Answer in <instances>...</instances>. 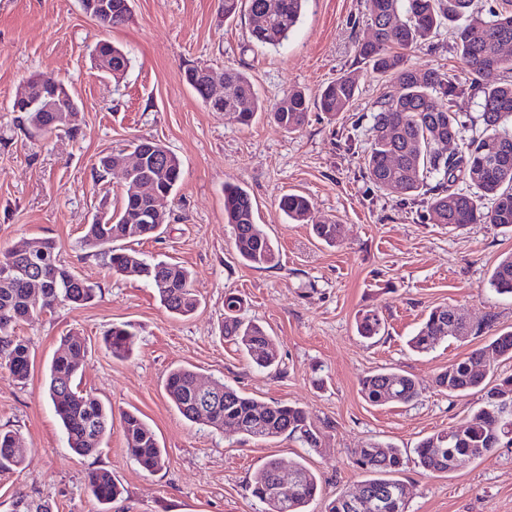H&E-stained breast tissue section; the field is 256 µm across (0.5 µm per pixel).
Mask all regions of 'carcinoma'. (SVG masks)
I'll return each mask as SVG.
<instances>
[{"mask_svg":"<svg viewBox=\"0 0 512 512\" xmlns=\"http://www.w3.org/2000/svg\"><path fill=\"white\" fill-rule=\"evenodd\" d=\"M224 18L244 13L248 16L251 39L261 46H280L298 26L307 0H223ZM109 11L98 22L112 27L126 21L130 0H107ZM373 28L372 37L357 46V56L397 92L383 93L377 101L371 126V145L363 158L368 180L380 191H401L412 199L426 200L429 220L461 230L470 224H492L512 229V81L500 84L481 82L489 70L512 72V54L504 48L512 44V12L507 9L487 13L474 8V0H366ZM448 21V34L473 76L472 88L480 98L481 112L466 117L453 109L456 87L448 75L436 68L418 71L408 64L406 51L429 39ZM94 49L112 58V78L120 80L131 63L129 54L112 42L101 40ZM206 65L196 63L184 71L185 80L202 103L212 112H233L242 125L249 124L256 112L263 111L281 127L294 132L304 126L311 100L300 90H291L270 106L260 102L247 74L239 69H224V99L208 97L204 90ZM359 92L355 72H345L328 83L318 94L320 111L334 118L353 105ZM47 96L55 112H30L23 96ZM75 96L61 82L39 75L26 79L24 91L13 101L20 113L19 123L28 131L48 134L58 130L60 112H66V131L78 130L80 113L71 111ZM462 141L460 151L446 155L442 142ZM130 151L147 157L139 179L148 180L154 189L168 196L177 192L182 178L178 156L160 142L140 137L129 144ZM279 209L293 223L307 221L311 201L300 194H286ZM224 220L233 230V247L238 257L254 268L277 264L275 248L263 227L256 223L249 193L240 185L224 183ZM166 221L149 216V206L125 187L120 206L112 211V221L85 225L82 245L112 274L137 276L157 293L171 314H193L199 300L191 288L190 271L168 261H150L141 254L118 245L131 237L153 238L162 233ZM315 237L336 244L337 225L314 224ZM26 260L33 275L51 287L61 300L80 306L89 302L94 289L80 279L59 258L57 245L42 240L32 246ZM490 288L499 295L512 296V254L504 256L493 268ZM242 299L234 294L224 297V338L243 352L259 370L278 368V354L266 330L241 313ZM34 316L27 302L26 284L0 278V367L17 381L27 380L32 368L28 342L16 335L21 323ZM495 319L488 316L476 327L453 320L452 308H432L408 347L416 353L432 351L442 340L460 334L477 335L485 330L493 336L469 356L448 363L435 379L437 387L451 396H462L473 389L486 390L485 405L474 410L459 427H451L424 437L415 453L421 468L429 473L454 470L453 457L481 458L508 439L512 441V415L502 406L512 405V376L500 377L495 370L476 372L472 365L487 357L492 364L512 359V331H496ZM384 329L378 311L365 310L357 320V332L371 339ZM112 356L124 359L136 344V332L129 324L114 325L105 335ZM86 353L78 336L64 338L49 367L47 393L61 422L67 443L78 455L94 452L112 428V409L98 398L79 389L76 383ZM198 374L187 366L171 369L165 379L166 394L178 412L192 423H201L194 409L193 392ZM222 403L214 413L213 428L222 429L223 421L241 422L234 433L248 439L270 440L286 436L307 448H317L323 435L305 408L292 403H261L240 389L222 381L215 382ZM364 400L374 406L389 403L408 404L418 398L420 389L407 374L378 371L360 382ZM126 452L148 473L165 466L166 457L154 431L135 412L122 414ZM353 463L365 473L359 490L383 501L379 512H407L401 496L402 483L392 478L403 466L401 449L378 442L350 451ZM24 461V450L11 431H0V470H16ZM280 462L266 460L249 481L252 496L264 505V512H309L319 485L318 478L304 463L297 462L289 473L293 484L288 494L278 498L274 487ZM93 497L108 505L121 495L112 472L93 470L88 475Z\"/></svg>","mask_w":512,"mask_h":512,"instance_id":"obj_1","label":"carcinoma"}]
</instances>
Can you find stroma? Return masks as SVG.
I'll use <instances>...</instances> for the list:
<instances>
[{
	"mask_svg": "<svg viewBox=\"0 0 512 512\" xmlns=\"http://www.w3.org/2000/svg\"><path fill=\"white\" fill-rule=\"evenodd\" d=\"M128 20L101 26L81 0H0V254L41 239L56 242L62 260L95 291L81 307L37 297L39 312L21 324L32 369L16 381L0 368V430L17 434L26 452L21 470L0 472V512L26 498L50 512H259L248 481L267 458L304 462L319 478L316 512L340 490L357 492L363 479L351 449L368 442L403 452L398 475L408 512H512V445L479 459H463L432 475L414 449L427 435L463 424L482 399L479 390L451 397L434 379L448 362L467 356L484 337L448 339L426 354L406 342L424 315L448 305L473 325L494 316L512 328V298L496 294L489 275L512 252V231L490 224L453 230L430 223L423 204L378 191L361 162L371 141L375 102L385 84L356 54L372 34L365 0H307L298 27L279 48L253 43L248 20H225L222 0H131ZM108 40L129 51L121 80L92 66L91 50ZM409 65L447 73L457 85L458 112L477 115L471 76L447 31L408 51ZM215 70L235 66L253 80L260 99L275 103L292 89L317 95L327 82L353 70L359 94L350 111L328 121L311 111L289 133L270 118L251 125L209 111L184 78L186 65ZM61 81L82 109L77 134L56 131L30 138L11 110L20 82L30 75ZM161 141L183 165L176 196L167 198L164 231L127 245L149 259L176 261L192 273L200 305L188 317L171 316L141 279L108 274L81 247L85 225L117 207L124 183L111 172L97 180L99 155L129 141ZM251 195L257 223L279 252L277 265L243 264L224 222V184ZM307 195L311 223L336 221L329 246L311 224H294L278 208L288 193ZM241 297L245 317L268 330L279 354L278 372L251 368L224 339V296ZM378 310L384 335L356 332L360 311ZM133 324L137 346L114 359L105 331ZM67 336L85 340L80 387L112 408V429L98 449L79 456L47 398L50 361ZM188 366L208 380L235 385L256 400L298 404L329 427L318 449L279 437L242 439L185 420L164 391L168 371ZM395 368L411 375L419 397L408 404L373 406L359 381ZM135 411L166 452L165 467L142 471L125 451L121 414ZM112 472L124 489L102 507L87 476Z\"/></svg>",
	"mask_w": 512,
	"mask_h": 512,
	"instance_id": "35a3bbf8",
	"label": "stroma"
}]
</instances>
